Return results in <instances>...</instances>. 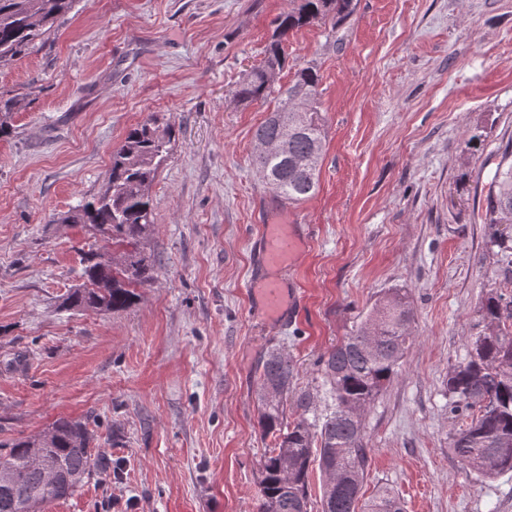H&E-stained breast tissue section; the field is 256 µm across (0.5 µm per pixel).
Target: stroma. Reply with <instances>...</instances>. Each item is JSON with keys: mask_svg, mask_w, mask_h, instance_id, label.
<instances>
[{"mask_svg": "<svg viewBox=\"0 0 512 512\" xmlns=\"http://www.w3.org/2000/svg\"><path fill=\"white\" fill-rule=\"evenodd\" d=\"M297 5L78 0L0 68V94L19 102L0 137V443L81 419L104 463L40 512H257L274 445L258 426L265 353L290 359L294 393L323 414L321 357L390 288L415 321L365 416L364 498L387 487L405 512H512V472L484 478L450 448L463 420L447 387L488 289L512 295V262L473 201L512 143V0H357L342 22L290 32L281 81L317 69L326 144L316 194L288 206L251 162L272 105L234 90ZM150 116L173 130L143 244L155 278L124 311L64 308L82 251L111 244L61 218L104 188L113 149ZM278 221L311 228L283 326L254 316L246 288L249 238ZM306 412L288 405L289 419Z\"/></svg>", "mask_w": 512, "mask_h": 512, "instance_id": "1", "label": "stroma"}]
</instances>
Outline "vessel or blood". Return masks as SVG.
<instances>
[{"instance_id": "obj_1", "label": "vessel or blood", "mask_w": 512, "mask_h": 512, "mask_svg": "<svg viewBox=\"0 0 512 512\" xmlns=\"http://www.w3.org/2000/svg\"><path fill=\"white\" fill-rule=\"evenodd\" d=\"M309 238L308 229L299 224H262L252 242L257 266L248 283L256 313L265 322L287 323L298 300L288 289L285 273L301 258Z\"/></svg>"}]
</instances>
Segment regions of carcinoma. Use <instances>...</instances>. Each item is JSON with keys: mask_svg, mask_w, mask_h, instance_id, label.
I'll use <instances>...</instances> for the list:
<instances>
[{"mask_svg": "<svg viewBox=\"0 0 512 512\" xmlns=\"http://www.w3.org/2000/svg\"><path fill=\"white\" fill-rule=\"evenodd\" d=\"M76 0H0V67L16 60L68 14ZM354 0H301L274 20V38L262 62L240 81L241 103L276 96L281 121L265 119L256 140H275L274 152H255L252 165L265 186L291 203L313 196L325 141L318 110L320 76L312 67L297 69L291 84H278L286 64L283 40L294 30L354 12ZM17 101L0 94V135ZM172 133L148 119L131 128L112 152L106 187L62 218L91 224L120 251L82 253L87 284L66 298L69 309L116 312L135 304V288L154 279L155 263L142 243L153 231L150 188L169 152ZM488 241L512 250V150H504L483 196ZM483 329L468 342L467 357L448 371V398L470 422L450 439L455 456L481 475L512 472V297L489 289L481 307ZM414 308L408 292L393 288L380 296L359 327L320 360L332 408L321 421H288V394L294 367L271 351L258 378L259 426L272 436L265 457L258 512H308L310 469L318 464L327 480L322 512H404L390 489L359 505L367 476L364 415L390 381L410 343ZM88 423L58 419L42 433L0 444V512H36L38 506L72 495L97 467Z\"/></svg>", "mask_w": 512, "mask_h": 512, "instance_id": "cac0c4a2", "label": "carcinoma"}]
</instances>
